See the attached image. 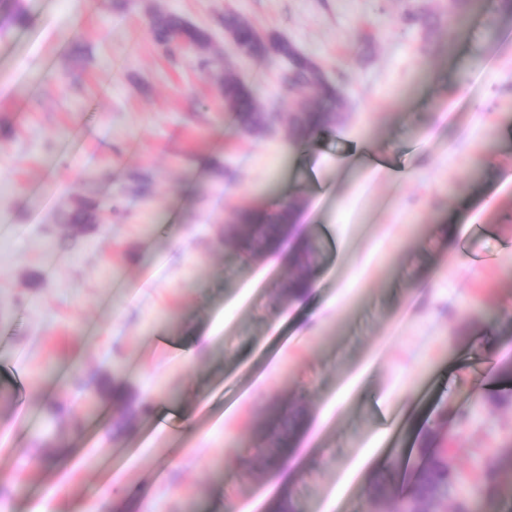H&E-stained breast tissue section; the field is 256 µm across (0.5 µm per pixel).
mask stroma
Returning a JSON list of instances; mask_svg holds the SVG:
<instances>
[{"mask_svg": "<svg viewBox=\"0 0 512 512\" xmlns=\"http://www.w3.org/2000/svg\"><path fill=\"white\" fill-rule=\"evenodd\" d=\"M408 2L0 0V225L19 228L0 239V512H398L412 475L389 450L434 431L487 512L483 464L512 470V383L485 372L512 361V17L488 44L486 13L416 0L444 16L428 34ZM155 9L265 104L277 69L232 57L222 17L287 37L344 82L342 124L299 149L243 134L197 52L152 40ZM291 196L317 248L307 317L286 254L225 236ZM81 197L106 205L84 231L61 221ZM113 365L136 428L100 394ZM292 428L313 454L274 495ZM150 33L154 41L163 46H170L175 41L189 43L193 49H204L210 42V35L181 15L162 10L152 14L149 19Z\"/></svg>", "mask_w": 512, "mask_h": 512, "instance_id": "stroma-1", "label": "stroma"}]
</instances>
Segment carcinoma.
Here are the masks:
<instances>
[{
	"mask_svg": "<svg viewBox=\"0 0 512 512\" xmlns=\"http://www.w3.org/2000/svg\"><path fill=\"white\" fill-rule=\"evenodd\" d=\"M491 12L494 16L488 22L491 31L496 30L497 17H512V0H492ZM408 25H418L426 32L434 31L441 23V15L411 7L401 16ZM224 32L231 44L250 58L262 59L269 63L278 60L288 61V67L280 77L284 92L288 93L292 104L286 108H267L260 99L257 89L239 75L223 67L220 57L203 58L200 66L208 71H216L218 91L224 99L225 108L235 113L240 129L252 136H259L277 123L286 124L293 140L297 143L318 133L328 132L340 123L341 114L347 111V99L342 85L328 80L318 63L304 53L291 49V44L274 33L262 34L244 15L234 11L224 13ZM150 33L154 41L169 46L175 41L189 43L195 49H204L210 42V35L181 15L162 10L149 19ZM303 206V201L295 199L290 206L283 207L280 214L270 217L264 224L250 225L249 238L257 245H265L269 240L288 230L292 211ZM100 204L87 197L77 199L73 208L64 216V223L72 226L92 224L96 221ZM315 250L313 243L302 242L297 253L299 265L305 272L293 277L284 289L285 297H293L307 290L312 270L307 267ZM421 464L411 484L406 507L409 509H439L445 501H454L453 512H471L467 499L456 496L457 479L448 465V460L440 451L427 445L419 449ZM483 488L487 495H496V490L507 481L502 468L486 462L482 470Z\"/></svg>",
	"mask_w": 512,
	"mask_h": 512,
	"instance_id": "obj_1",
	"label": "carcinoma"
}]
</instances>
